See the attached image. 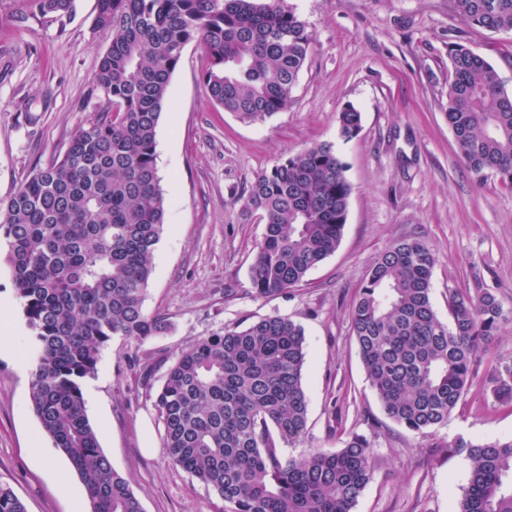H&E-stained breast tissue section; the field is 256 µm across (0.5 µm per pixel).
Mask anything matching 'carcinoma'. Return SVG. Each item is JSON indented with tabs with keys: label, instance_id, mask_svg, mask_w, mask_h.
Masks as SVG:
<instances>
[{
	"label": "carcinoma",
	"instance_id": "obj_1",
	"mask_svg": "<svg viewBox=\"0 0 512 512\" xmlns=\"http://www.w3.org/2000/svg\"><path fill=\"white\" fill-rule=\"evenodd\" d=\"M72 0H32L50 23ZM97 25L112 32L93 85L102 100L53 158L0 203L17 295L32 333L31 408L79 475L91 512H144L112 468L90 425L81 390L115 336L146 340L169 329L143 308L166 199L156 131L172 74L189 43L204 51L209 98L245 123L285 112L311 39L283 0H99ZM461 23L512 31V0H455ZM446 118L473 171L512 187V94L483 56L448 50ZM346 140L361 112L338 116ZM331 145L313 144L258 174L244 212L265 224L249 267L258 296L300 284L338 247L351 185ZM432 249L394 242L360 285L352 307L358 352L385 416L427 437L463 401L477 354L505 320L490 292L448 290V321L432 303ZM304 331L273 315L194 342L174 356L154 406L173 464L211 489L224 512H352L373 478L371 441L352 432L336 451L282 456L307 420ZM495 402L512 407V359L487 375ZM466 454L470 481L459 512H512V437L448 443ZM0 512H26L0 484Z\"/></svg>",
	"mask_w": 512,
	"mask_h": 512
}]
</instances>
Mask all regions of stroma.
<instances>
[{
	"label": "stroma",
	"mask_w": 512,
	"mask_h": 512,
	"mask_svg": "<svg viewBox=\"0 0 512 512\" xmlns=\"http://www.w3.org/2000/svg\"><path fill=\"white\" fill-rule=\"evenodd\" d=\"M312 38L292 89L293 104L262 123H245L208 98L203 50L188 44L175 69L156 134L167 203L145 293L147 312L171 329L144 341L114 337L94 375L81 382L87 417L112 467L125 476L145 512H221L223 503L171 463L154 406L163 357L195 341L267 315L300 324L307 427L300 447L335 451L349 433L371 439L373 478L352 512H457L469 484L465 455L448 441L512 435V409L485 383L490 364L512 356V189L478 176L460 158L445 119L448 47L484 56L512 92V31L463 25L455 0H285ZM31 0H0V200L36 167L63 156L99 102L93 74L112 34L97 27V0H74L65 24L15 14ZM362 115L352 139L338 114ZM331 144L351 185L347 223L336 251L287 292L255 295L249 266L265 226L244 218L254 177L312 143ZM417 236L432 249V302L448 317V291L487 290L507 317L482 351L476 377L447 424L421 437L387 419L352 334V303L376 257ZM0 240V302L14 326L0 356V484L27 512H90L78 475L71 495L56 472L69 460L30 408L31 332Z\"/></svg>",
	"instance_id": "stroma-1"
}]
</instances>
